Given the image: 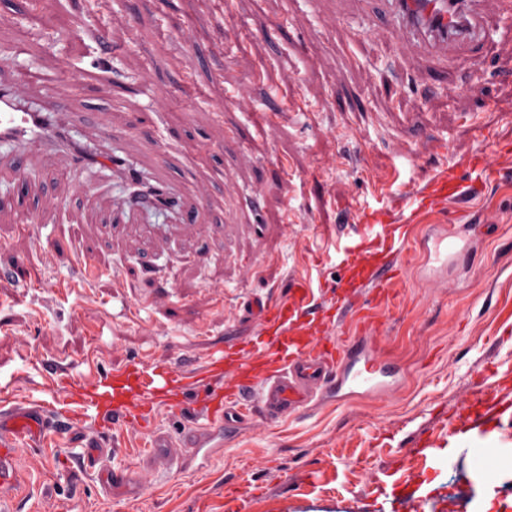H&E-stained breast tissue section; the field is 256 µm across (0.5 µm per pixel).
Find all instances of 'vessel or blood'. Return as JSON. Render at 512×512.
<instances>
[{
  "label": "vessel or blood",
  "instance_id": "b4317fda",
  "mask_svg": "<svg viewBox=\"0 0 512 512\" xmlns=\"http://www.w3.org/2000/svg\"><path fill=\"white\" fill-rule=\"evenodd\" d=\"M383 2L404 33L427 40L437 54L480 44L494 33L478 11L476 0ZM69 124L65 108L44 110L25 102L15 88L0 87V146L11 148L16 170H24L33 145L81 166L82 160L70 144L55 134ZM112 168L121 174L127 188L105 232L119 233L128 225L139 224L140 214L149 211L171 214L175 227L202 232L198 219L206 208L205 199L184 195L168 180L166 165L155 161L140 168L116 155ZM494 172L484 154H474L427 176L423 187L406 197V218H394L384 209L365 210L354 215L351 223L336 226V237L357 242L343 261L347 287H332L322 303L303 279H292L287 296L258 302L264 335L255 344L225 349L190 368L134 364L105 373L96 388L79 391L78 404L142 428L148 427L162 405L182 413L200 411L203 424L193 431L190 442L197 448L207 434L232 432L258 414L271 421L282 418L319 393L387 391L399 370L382 358L372 333L378 313L394 300L391 284L398 275L397 258L413 234L409 218L451 201H464L470 180ZM71 256L77 285L93 287L101 270L93 263L89 248L73 247ZM330 318L339 324L349 323L353 333L349 342L327 335L325 325ZM5 392L1 386L0 488L19 481L15 466L18 450L43 445L57 420L45 405L21 408L10 404ZM508 407L498 393H487L450 423L448 435L455 438L470 432L479 420L504 413Z\"/></svg>",
  "mask_w": 512,
  "mask_h": 512
}]
</instances>
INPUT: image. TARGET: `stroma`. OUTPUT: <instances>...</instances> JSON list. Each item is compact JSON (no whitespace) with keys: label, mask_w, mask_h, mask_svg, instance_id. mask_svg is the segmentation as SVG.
Here are the masks:
<instances>
[{"label":"stroma","mask_w":512,"mask_h":512,"mask_svg":"<svg viewBox=\"0 0 512 512\" xmlns=\"http://www.w3.org/2000/svg\"><path fill=\"white\" fill-rule=\"evenodd\" d=\"M479 10L499 22L495 42L441 57L404 38L379 0H0V85L72 112L88 150L172 154L183 190L208 197V223L264 185L268 226L255 239L245 215L231 244L174 230L145 251L96 231L123 191L105 165L36 152L19 174L0 152V273L21 258L33 275L0 288V384L13 401L69 410L44 372L54 361L89 387L103 370L189 367L254 342V299L287 293L292 276L340 278L321 227L450 161L512 151V20L499 0ZM154 112L155 139L140 137ZM443 236L457 242L445 266L427 251ZM37 237L90 244L103 276L59 293L68 259L44 265ZM401 264L375 334L400 371L390 391L256 418L203 453L182 437L194 426L184 414L157 409L146 430L89 416L22 449L5 498L18 512H465L478 491L467 448H512V421L452 440L438 468L417 448L488 388L512 394V175L422 215ZM93 444L127 481L74 464Z\"/></svg>","instance_id":"1"}]
</instances>
